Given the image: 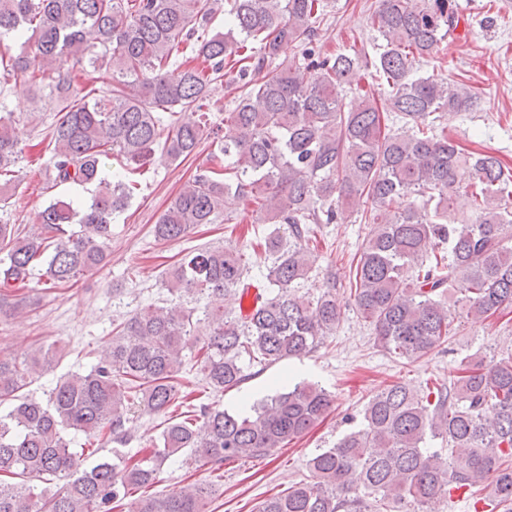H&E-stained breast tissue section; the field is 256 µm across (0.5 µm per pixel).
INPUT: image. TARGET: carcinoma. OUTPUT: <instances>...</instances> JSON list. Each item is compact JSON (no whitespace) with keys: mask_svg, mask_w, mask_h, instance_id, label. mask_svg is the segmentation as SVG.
<instances>
[{"mask_svg":"<svg viewBox=\"0 0 512 512\" xmlns=\"http://www.w3.org/2000/svg\"><path fill=\"white\" fill-rule=\"evenodd\" d=\"M227 5L228 30L209 36L211 0H0V73L48 86L59 101L42 137L55 185H96L89 205L56 198L23 235L0 224V313L13 290L34 279L61 288L103 263L112 220L133 187L107 178L102 159L116 153L140 167L158 146L172 161L193 154L229 59L239 64L238 96L224 114L221 156L197 169L153 233L175 242L200 224L234 220L224 213L231 193L272 226L263 292L236 316L224 313V295L242 302L252 288L246 253L198 248L165 272L169 305L134 311L88 373L61 377L46 398L28 387L58 365L60 349L0 358V512H112L129 491L153 487L184 450L219 470L240 457H269L322 421L333 397L317 384L281 385L230 414L181 393L180 373L191 327L202 320L211 332L195 365L214 393L248 379L246 360L272 365L324 344L343 315L336 285L311 301L295 288L309 278L315 228L336 222L341 200L364 201L375 224L349 300L391 357L414 362L457 335L452 303L478 322L512 306V168L434 134V115L466 109L475 96L464 83L419 74L458 27L455 0H378L383 42L334 57L317 49L324 0ZM20 37L28 49L15 55L8 41ZM285 43L297 49L294 59L265 71ZM72 65L91 79L74 85ZM360 66L381 80L383 102L351 86ZM183 110L194 119L165 123L164 114ZM389 113L404 120L401 131L382 130ZM11 117L0 114V196L20 179ZM462 191L470 209L452 219ZM177 398L190 415L166 417ZM136 407L164 417L149 457L114 463L105 455L89 464L86 448L65 438L74 430L125 446ZM359 416L336 446L311 455L307 478L253 512H440L455 488L471 512H512V353L466 355L448 383L423 391L389 385ZM430 438L448 444V457L427 447ZM30 480L57 489L36 494ZM210 495L211 485L190 483L142 496L134 512H205Z\"/></svg>","mask_w":512,"mask_h":512,"instance_id":"carcinoma-1","label":"carcinoma"}]
</instances>
